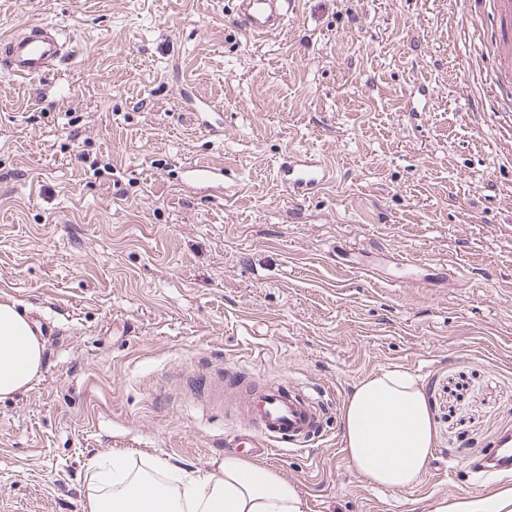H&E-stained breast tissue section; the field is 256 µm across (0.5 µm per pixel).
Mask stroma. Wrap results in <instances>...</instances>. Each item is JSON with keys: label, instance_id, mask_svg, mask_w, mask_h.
Returning <instances> with one entry per match:
<instances>
[{"label": "stroma", "instance_id": "35a3bbf8", "mask_svg": "<svg viewBox=\"0 0 512 512\" xmlns=\"http://www.w3.org/2000/svg\"><path fill=\"white\" fill-rule=\"evenodd\" d=\"M59 25L50 78L0 75V300L44 336L39 379L0 400V512H82L113 450L187 469L244 431L239 368L322 390L328 433L238 449L307 512H436L512 490L472 464L512 429V39L493 0H301L254 39L231 0H0V35ZM431 89L421 98L417 85ZM330 160L308 199L288 155ZM222 169L190 180L187 167ZM356 238L460 272L338 269ZM418 377L437 442L417 485H368L341 448L363 378Z\"/></svg>", "mask_w": 512, "mask_h": 512}]
</instances>
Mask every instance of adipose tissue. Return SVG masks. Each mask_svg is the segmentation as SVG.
Wrapping results in <instances>:
<instances>
[{
    "label": "adipose tissue",
    "mask_w": 512,
    "mask_h": 512,
    "mask_svg": "<svg viewBox=\"0 0 512 512\" xmlns=\"http://www.w3.org/2000/svg\"><path fill=\"white\" fill-rule=\"evenodd\" d=\"M44 346L13 304L0 302V399L28 390L41 374ZM341 443L368 482L390 489L418 484L435 443L431 411L417 379L387 371L362 379L341 414ZM83 512H306L296 485L230 454L185 470L148 454L112 453L111 469L91 465Z\"/></svg>",
    "instance_id": "ef3b65f1"
}]
</instances>
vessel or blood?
Instances as JSON below:
<instances>
[{
  "mask_svg": "<svg viewBox=\"0 0 512 512\" xmlns=\"http://www.w3.org/2000/svg\"><path fill=\"white\" fill-rule=\"evenodd\" d=\"M298 0H233L235 23L246 35L258 38L283 31ZM64 29L32 22L25 30L0 37V74L15 80L54 73L70 55ZM282 182L294 196L309 197L333 180L325 161L308 156L289 158L280 166ZM375 243L342 240L336 246V262L344 269L367 272L364 259ZM247 431L229 439L232 447L248 446L278 451L304 448L315 441L326 424L328 409L319 391L300 385H281L268 380L249 382L246 389ZM488 474H512V440L500 437L475 464Z\"/></svg>",
  "mask_w": 512,
  "mask_h": 512,
  "instance_id": "1",
  "label": "vessel or blood"
}]
</instances>
